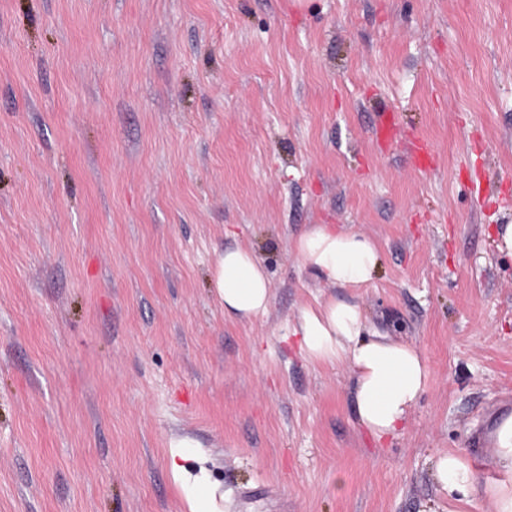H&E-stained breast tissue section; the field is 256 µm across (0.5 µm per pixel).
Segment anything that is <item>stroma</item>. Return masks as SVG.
Wrapping results in <instances>:
<instances>
[{
  "label": "stroma",
  "mask_w": 512,
  "mask_h": 512,
  "mask_svg": "<svg viewBox=\"0 0 512 512\" xmlns=\"http://www.w3.org/2000/svg\"><path fill=\"white\" fill-rule=\"evenodd\" d=\"M312 224L381 270L321 281ZM499 224L512 0H0V512H450L435 456L493 474L512 414ZM237 246L265 315L211 283ZM330 298L427 363L395 436L288 333ZM292 249L306 269L335 287L362 288L382 264L373 242L333 224H312L293 239ZM213 286L230 317H257L271 304L268 278L254 256L245 248H224L211 270Z\"/></svg>",
  "instance_id": "stroma-1"
}]
</instances>
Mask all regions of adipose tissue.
I'll return each instance as SVG.
<instances>
[{"instance_id": "ef3b65f1", "label": "adipose tissue", "mask_w": 512, "mask_h": 512, "mask_svg": "<svg viewBox=\"0 0 512 512\" xmlns=\"http://www.w3.org/2000/svg\"><path fill=\"white\" fill-rule=\"evenodd\" d=\"M292 249L306 269L329 285L361 288L382 264L370 240L314 224L293 239ZM213 286L230 317H256L271 304L268 278L254 256L235 247L218 253L211 270ZM366 320L358 305L329 299L305 306L291 335L313 363L349 364L354 375L353 410L359 424L376 437L398 431L424 393L428 368L411 345L364 336ZM496 477H479L472 462L452 451L434 461V476L447 495L477 494L491 501L494 512H512V415L492 433Z\"/></svg>"}]
</instances>
